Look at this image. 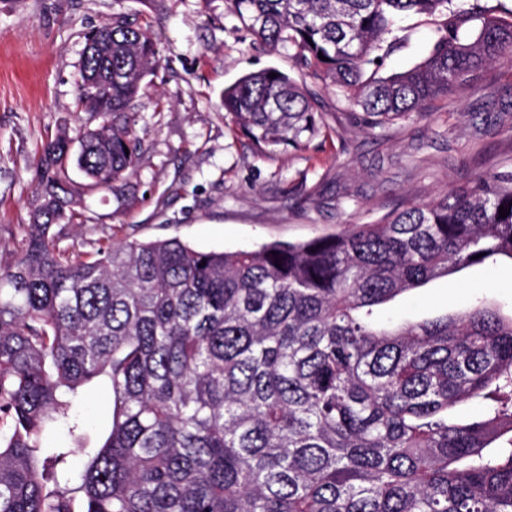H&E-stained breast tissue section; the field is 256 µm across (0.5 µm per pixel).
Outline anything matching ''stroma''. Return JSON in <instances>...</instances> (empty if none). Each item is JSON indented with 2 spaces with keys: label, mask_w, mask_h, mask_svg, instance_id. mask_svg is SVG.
Segmentation results:
<instances>
[{
  "label": "stroma",
  "mask_w": 512,
  "mask_h": 512,
  "mask_svg": "<svg viewBox=\"0 0 512 512\" xmlns=\"http://www.w3.org/2000/svg\"><path fill=\"white\" fill-rule=\"evenodd\" d=\"M150 29L159 66L141 83L133 112L144 132L134 174L114 191L86 197L64 246L86 250L129 239L176 237L198 250L254 249L333 235L410 202H428L479 174L512 168V60L487 68L481 89L430 103L424 113L370 130L345 118L300 150L263 153L224 112L225 87L268 67L298 76L288 52L253 46L224 0H0V263L15 257V225L30 221L34 168L59 128L98 121L78 111L83 32L112 14ZM407 49L388 72L428 52L432 24L413 15ZM512 306V263L477 266L416 289L385 318L456 312L476 297ZM89 445H100L112 414L100 377L73 400Z\"/></svg>",
  "instance_id": "1"
}]
</instances>
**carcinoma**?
Masks as SVG:
<instances>
[{
    "instance_id": "carcinoma-1",
    "label": "carcinoma",
    "mask_w": 512,
    "mask_h": 512,
    "mask_svg": "<svg viewBox=\"0 0 512 512\" xmlns=\"http://www.w3.org/2000/svg\"><path fill=\"white\" fill-rule=\"evenodd\" d=\"M225 4L301 71L268 67L224 89L261 151L299 149L337 122L318 88L375 129L479 90L487 66L512 59L501 0ZM410 14L436 19L430 49L382 76ZM83 38L77 109L99 123L41 144L30 223L0 266V512H512V314L479 298L431 320L375 315L434 279L512 261V170L301 243L62 248L84 196L135 172L132 103L159 64L155 38L122 14ZM100 376L105 442L48 450V429L81 431L64 395ZM469 400L482 416L454 421Z\"/></svg>"
}]
</instances>
